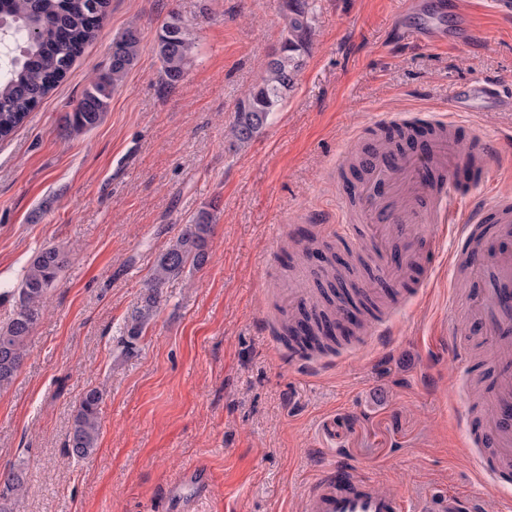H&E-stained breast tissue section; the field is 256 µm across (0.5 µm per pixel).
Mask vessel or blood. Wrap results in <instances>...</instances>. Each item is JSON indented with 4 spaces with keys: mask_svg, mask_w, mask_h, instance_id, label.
Wrapping results in <instances>:
<instances>
[{
    "mask_svg": "<svg viewBox=\"0 0 512 512\" xmlns=\"http://www.w3.org/2000/svg\"><path fill=\"white\" fill-rule=\"evenodd\" d=\"M453 14L456 27L469 34V20L459 0H437L424 24L407 28L408 38L429 44L448 41L441 19ZM493 87L472 82L461 88L451 107L466 112L497 101ZM448 133L428 146L396 159L373 161L370 172L353 198L360 223L378 224H450L458 245L449 259L453 272L474 288L476 311L494 345L490 356L495 372L489 385L492 419L495 424V446L481 453L482 422L468 414L462 431V446L477 456L483 479L491 487L512 485V255L499 252L495 232L512 229V197L497 193L484 205L460 208L463 188L452 177L432 183L430 173L435 159L447 157L456 150L459 164L473 168L478 180L491 176L488 164V141L476 135L459 138L455 124ZM495 232H488V225ZM307 512H404L400 494L379 489L375 480L343 467L325 472L313 484Z\"/></svg>",
    "mask_w": 512,
    "mask_h": 512,
    "instance_id": "obj_1",
    "label": "vessel or blood"
}]
</instances>
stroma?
I'll return each instance as SVG.
<instances>
[{
  "mask_svg": "<svg viewBox=\"0 0 512 512\" xmlns=\"http://www.w3.org/2000/svg\"><path fill=\"white\" fill-rule=\"evenodd\" d=\"M398 0H315V32L294 89L263 133L232 149L236 107L277 47L282 0H109L99 36L12 137L0 141V286L16 285L46 246L71 259L30 353L0 390V472L28 484L10 512H307L314 480L343 465L413 507L449 495L469 512H512L460 451L462 413L489 409L482 341L453 279L450 227L422 224L419 269L405 303L386 302L359 341L295 364L277 338L289 273L307 235L335 251L347 189L336 170L363 156L374 123L416 113L453 117L462 137L491 145L493 187L512 194V102L449 115L457 86L484 80L512 92V17L483 12L445 47L406 39L423 13ZM188 21L197 52L164 87L153 51L170 15ZM137 25L144 49L98 127L61 124L108 66L112 41ZM218 208L212 259L166 283L135 352L119 340L158 256L202 206ZM104 392L101 433L87 458L65 442L84 389ZM207 492H194L196 465Z\"/></svg>",
  "mask_w": 512,
  "mask_h": 512,
  "instance_id": "1",
  "label": "stroma"
}]
</instances>
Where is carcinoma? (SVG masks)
I'll return each instance as SVG.
<instances>
[{
  "label": "carcinoma",
  "mask_w": 512,
  "mask_h": 512,
  "mask_svg": "<svg viewBox=\"0 0 512 512\" xmlns=\"http://www.w3.org/2000/svg\"><path fill=\"white\" fill-rule=\"evenodd\" d=\"M108 0H0V35L12 41L20 53L10 68L0 74V140L9 138L24 123L50 91L70 71L82 47L92 42L105 17ZM285 26L278 49L264 66L260 80L236 108L227 137L241 148L259 136L269 117L283 106L295 85L303 57L313 36L314 0H283ZM196 40L191 25L171 15L162 26L153 50L160 62L163 84L175 87L195 57ZM143 50L140 32L128 28L112 41L106 72L85 88L78 105L65 116L71 134L89 131L101 122L112 99V90L122 83ZM423 129H391L384 140L396 148L413 146L425 135ZM217 211L198 210L180 230L154 264L147 292L127 318L120 344L133 352L154 317L161 288L181 276L188 266L203 268L210 261V237ZM69 264V253L59 247L38 251L24 267L17 287L4 292L15 299L13 317L0 326V389L8 387L29 354L28 340L42 318L50 291L57 287ZM359 271L339 257L327 261L326 282L318 283L319 299L301 307L283 321V339L300 347L324 350L348 339L341 332L340 305L349 304L362 317L377 305L357 284ZM103 392L84 390L76 405L66 448L68 456L82 459L95 448L101 430ZM23 477L13 471L0 473V501L25 498Z\"/></svg>",
  "instance_id": "obj_1"
}]
</instances>
